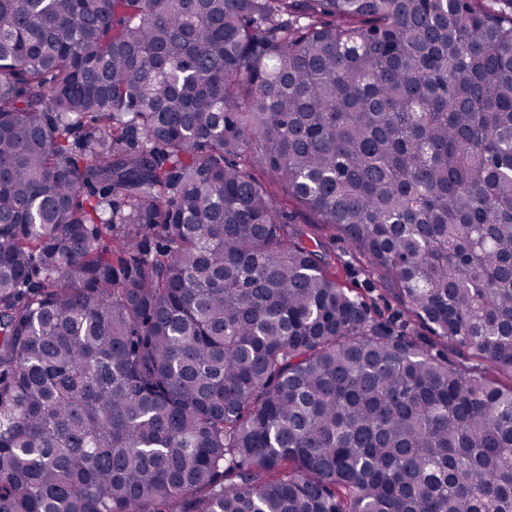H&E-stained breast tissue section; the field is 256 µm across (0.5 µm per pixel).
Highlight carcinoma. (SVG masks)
Masks as SVG:
<instances>
[{"instance_id":"obj_1","label":"carcinoma","mask_w":512,"mask_h":512,"mask_svg":"<svg viewBox=\"0 0 512 512\" xmlns=\"http://www.w3.org/2000/svg\"><path fill=\"white\" fill-rule=\"evenodd\" d=\"M0 512H512V0H0Z\"/></svg>"}]
</instances>
